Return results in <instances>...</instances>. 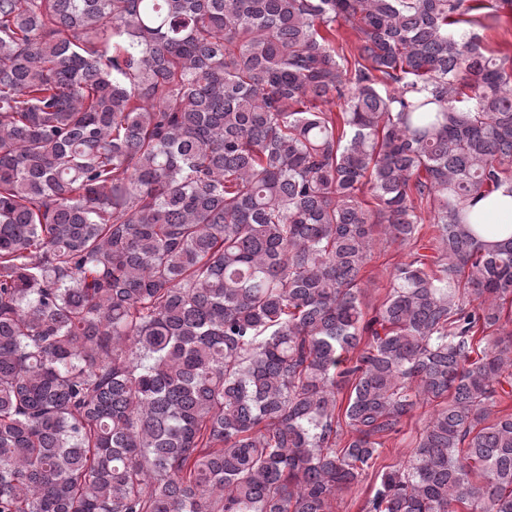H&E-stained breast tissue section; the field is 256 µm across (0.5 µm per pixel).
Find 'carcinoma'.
Masks as SVG:
<instances>
[{
	"instance_id": "cac0c4a2",
	"label": "carcinoma",
	"mask_w": 512,
	"mask_h": 512,
	"mask_svg": "<svg viewBox=\"0 0 512 512\" xmlns=\"http://www.w3.org/2000/svg\"><path fill=\"white\" fill-rule=\"evenodd\" d=\"M469 2L0 0V512H334L424 406L359 512H512V238L469 214L512 53ZM486 11L489 10L473 12V16L470 18L474 22L465 25V27L483 36L484 42L489 49L510 52L512 50V20L502 17L496 23L489 18H485L484 12ZM483 25L486 27H483ZM375 237L374 251L365 269V277H370L373 285L366 289L362 298L364 308L369 311L384 300L394 267L409 260L406 248L387 243L383 235L375 233Z\"/></svg>"
}]
</instances>
